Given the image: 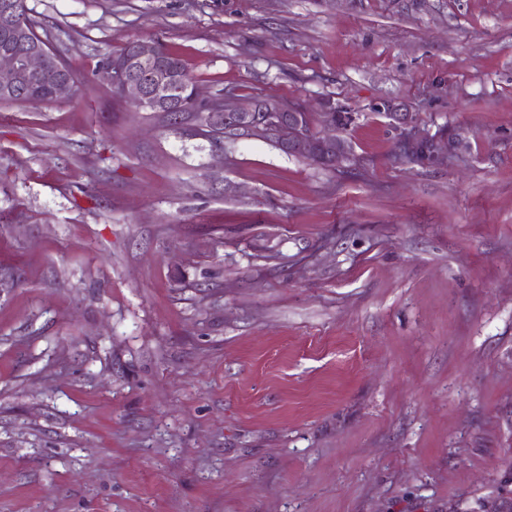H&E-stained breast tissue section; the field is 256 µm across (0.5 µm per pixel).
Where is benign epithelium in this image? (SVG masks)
I'll return each instance as SVG.
<instances>
[{"instance_id": "benign-epithelium-1", "label": "benign epithelium", "mask_w": 512, "mask_h": 512, "mask_svg": "<svg viewBox=\"0 0 512 512\" xmlns=\"http://www.w3.org/2000/svg\"><path fill=\"white\" fill-rule=\"evenodd\" d=\"M25 0H5L0 14V97L21 98L40 89L52 78L48 99L58 100L76 87L68 65L53 51L32 41L19 12ZM161 49L156 43L132 41L126 52L101 63L112 87L138 108L160 112L170 120L180 118V102L174 95V75L160 64ZM189 98L202 108L198 121L210 134L228 136L239 130L272 135L289 155L309 157L319 164L341 161L347 153L335 134L311 131L308 113L291 109L273 99L245 101L232 94L205 98L195 85ZM411 149H424L430 160L439 158L440 140L421 137L409 142Z\"/></svg>"}]
</instances>
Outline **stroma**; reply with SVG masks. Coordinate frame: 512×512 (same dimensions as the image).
Here are the masks:
<instances>
[{"instance_id": "stroma-1", "label": "stroma", "mask_w": 512, "mask_h": 512, "mask_svg": "<svg viewBox=\"0 0 512 512\" xmlns=\"http://www.w3.org/2000/svg\"><path fill=\"white\" fill-rule=\"evenodd\" d=\"M0 101V512H483L512 492V0H26ZM339 111L349 162L115 101ZM442 135L437 162L403 134ZM4 0H0L1 2ZM25 0L5 1L1 5L2 21L0 49V97L22 98L40 89L48 95V84L40 83L53 75L49 100H58L76 87V78L68 65L42 43L33 42L18 14L26 9ZM126 45L114 55L124 53ZM160 58L175 72L185 96L192 85L182 117L197 119L190 98L202 108L198 121L211 135L225 138L237 130L270 134L288 155L309 157L319 164H333L346 155L344 142L335 134L312 133L307 112L288 108L273 99L245 101L232 94L203 97L182 60L156 43L131 41L123 55L106 59L100 68L123 99L138 108L146 107L170 120H178L180 102L173 91L174 75L160 64Z\"/></svg>"}]
</instances>
